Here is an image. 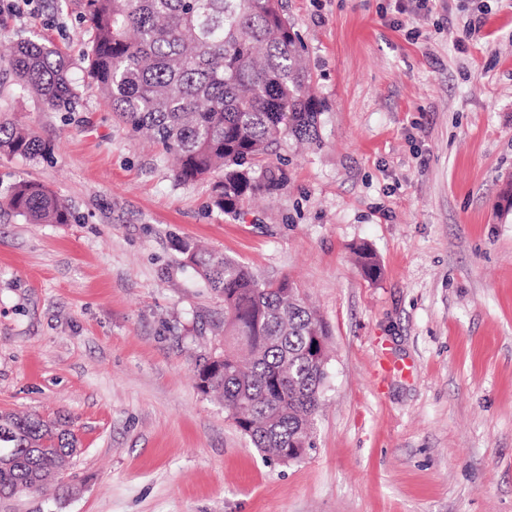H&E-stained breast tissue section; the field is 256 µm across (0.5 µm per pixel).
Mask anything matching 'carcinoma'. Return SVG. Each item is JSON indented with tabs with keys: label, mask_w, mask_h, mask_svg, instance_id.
I'll return each mask as SVG.
<instances>
[{
	"label": "carcinoma",
	"mask_w": 512,
	"mask_h": 512,
	"mask_svg": "<svg viewBox=\"0 0 512 512\" xmlns=\"http://www.w3.org/2000/svg\"><path fill=\"white\" fill-rule=\"evenodd\" d=\"M90 34L85 72L117 122L146 133L177 166L179 185L210 182L211 206L240 214L243 200L279 190L269 162L288 138L319 136L305 46L282 0H76ZM10 72L50 111L80 97L72 62L59 48L27 40L12 46ZM51 142L0 121V152L37 160ZM34 224H66V205L39 183L0 187V208ZM179 251L224 300V352L204 360L198 387L224 397V412L259 451L283 463L312 447L310 425L326 378L312 352L323 321L288 277L259 279L244 263L182 241ZM364 274L379 267L357 250ZM64 418L0 411V498L56 481L78 455Z\"/></svg>",
	"instance_id": "obj_1"
}]
</instances>
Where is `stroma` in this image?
Wrapping results in <instances>:
<instances>
[{"label": "stroma", "instance_id": "35a3bbf8", "mask_svg": "<svg viewBox=\"0 0 512 512\" xmlns=\"http://www.w3.org/2000/svg\"><path fill=\"white\" fill-rule=\"evenodd\" d=\"M283 3L319 139H286L285 185L234 219L113 119L75 0L0 12V37L64 50L81 92L47 110L0 46V118L54 145L0 154V184L39 182L71 214L0 212V410L66 418L81 443L66 478L0 512H512V0ZM180 240L290 277L326 324L300 461L263 455L199 391L224 304ZM386 356L409 373L378 381Z\"/></svg>", "mask_w": 512, "mask_h": 512}]
</instances>
